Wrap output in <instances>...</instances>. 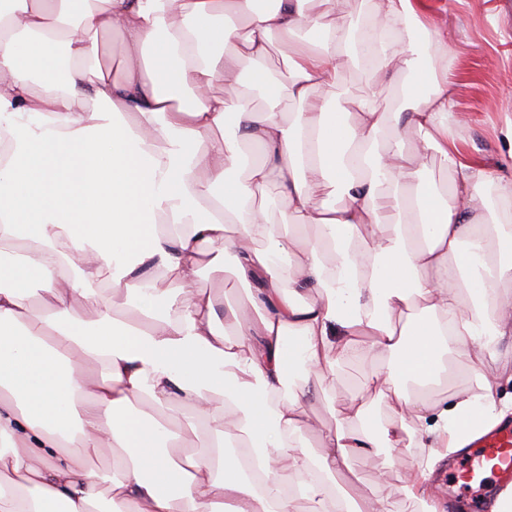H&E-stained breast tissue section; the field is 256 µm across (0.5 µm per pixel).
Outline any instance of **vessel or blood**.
Wrapping results in <instances>:
<instances>
[{
    "label": "vessel or blood",
    "instance_id": "b4317fda",
    "mask_svg": "<svg viewBox=\"0 0 512 512\" xmlns=\"http://www.w3.org/2000/svg\"><path fill=\"white\" fill-rule=\"evenodd\" d=\"M472 446V453L458 464L452 481L472 492L471 508L482 512L488 481H495L502 491L512 487V426L497 425L474 439Z\"/></svg>",
    "mask_w": 512,
    "mask_h": 512
}]
</instances>
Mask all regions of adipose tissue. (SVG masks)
<instances>
[{"label":"adipose tissue","instance_id":"adipose-tissue-1","mask_svg":"<svg viewBox=\"0 0 512 512\" xmlns=\"http://www.w3.org/2000/svg\"><path fill=\"white\" fill-rule=\"evenodd\" d=\"M342 2L0 0V512H393L336 480L376 433L415 438L405 495L446 512L436 471L477 423L512 418L496 398L507 368L486 360L512 340V216H492L512 202V119L499 171L466 159L448 46L417 0H378L361 28ZM307 25L323 39L296 44L280 84L263 65L271 38ZM106 29L128 59L118 80L97 64ZM352 58L424 75L395 118L454 171L448 194L383 139L374 94L346 90L350 112L312 96ZM245 80L266 95L262 116ZM284 93L297 112L280 110ZM268 186L287 199L278 225L255 202ZM227 267L248 290L237 306L184 290ZM107 276L133 293L132 319L115 317ZM77 294L96 319L75 316ZM460 348L484 371L477 391L441 407L403 396L385 420L344 411L318 451L301 448L303 394L363 351L397 389L439 377ZM175 399L224 423L183 464L166 449L180 428L156 418ZM107 454L104 499L89 463Z\"/></svg>","mask_w":512,"mask_h":512}]
</instances>
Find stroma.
I'll list each match as a JSON object with an SVG mask.
<instances>
[{
  "mask_svg": "<svg viewBox=\"0 0 512 512\" xmlns=\"http://www.w3.org/2000/svg\"><path fill=\"white\" fill-rule=\"evenodd\" d=\"M433 21L448 31V74L462 85L459 111L468 115V124L460 129L468 152L487 167H494L503 148L498 130L504 119L503 103L512 99V0H426ZM407 73L382 80L373 73L347 69L340 76L344 86L357 87L359 94L373 91L377 106L386 112L385 133L400 140L405 149L422 146L421 134L411 126L395 123L392 113L400 99V89L408 82ZM378 357L365 358L346 365L341 379L325 380L304 400L312 427L301 437L304 444L318 446L321 433L334 426L330 405L350 406L358 401L379 416H387L386 401L377 387L368 385ZM477 388L472 373V357L461 351L448 360V370L432 384L411 389L410 394L427 404H445L451 396ZM417 459L414 438H405L398 447L379 446L369 454L350 459V478L358 491L368 497L388 498L395 512H412L399 479L401 472Z\"/></svg>",
  "mask_w": 512,
  "mask_h": 512,
  "instance_id": "35a3bbf8",
  "label": "stroma"
}]
</instances>
